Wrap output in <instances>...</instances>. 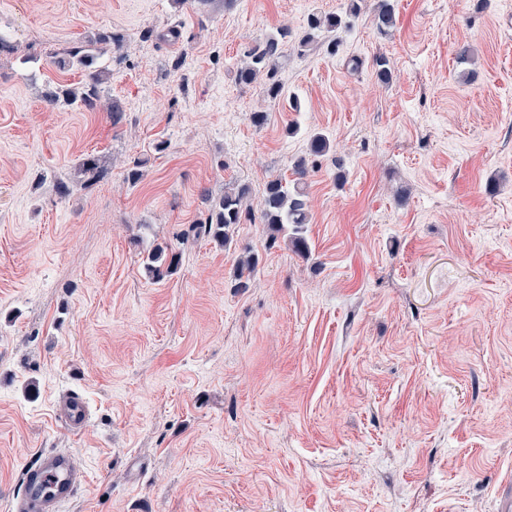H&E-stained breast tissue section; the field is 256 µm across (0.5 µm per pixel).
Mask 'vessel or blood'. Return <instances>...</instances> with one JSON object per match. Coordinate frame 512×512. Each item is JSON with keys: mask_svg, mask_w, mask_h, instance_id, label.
Instances as JSON below:
<instances>
[{"mask_svg": "<svg viewBox=\"0 0 512 512\" xmlns=\"http://www.w3.org/2000/svg\"><path fill=\"white\" fill-rule=\"evenodd\" d=\"M57 416L74 433L82 432L89 423L87 408L75 394L66 397ZM21 483L22 491L14 500L12 512H62L63 506L75 498L82 473L68 450L54 449L41 453L23 470Z\"/></svg>", "mask_w": 512, "mask_h": 512, "instance_id": "vessel-or-blood-1", "label": "vessel or blood"}]
</instances>
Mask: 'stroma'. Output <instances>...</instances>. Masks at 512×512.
Instances as JSON below:
<instances>
[{
	"label": "stroma",
	"mask_w": 512,
	"mask_h": 512,
	"mask_svg": "<svg viewBox=\"0 0 512 512\" xmlns=\"http://www.w3.org/2000/svg\"><path fill=\"white\" fill-rule=\"evenodd\" d=\"M392 3L388 34L367 11L336 54L287 49L272 100L238 84L242 48L346 0H0V512L55 448L85 477L63 512H496L512 476V0ZM112 33L101 107L50 105L84 80L59 50ZM315 132L331 152L311 155ZM89 154L99 179L79 169ZM301 157L310 256L261 224L227 247L177 240L225 186L258 204ZM158 245L181 255L159 281L143 269ZM247 249L259 266L238 288ZM73 391L78 437L55 417Z\"/></svg>",
	"instance_id": "1"
}]
</instances>
